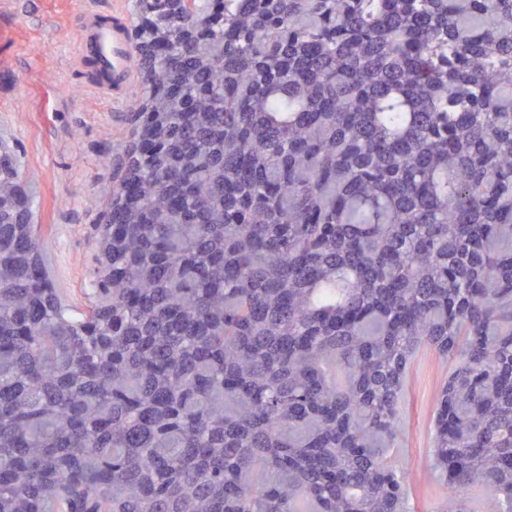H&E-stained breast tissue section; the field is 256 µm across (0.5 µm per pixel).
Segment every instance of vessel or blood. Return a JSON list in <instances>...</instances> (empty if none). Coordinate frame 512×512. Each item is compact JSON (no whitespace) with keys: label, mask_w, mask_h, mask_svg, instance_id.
<instances>
[{"label":"vessel or blood","mask_w":512,"mask_h":512,"mask_svg":"<svg viewBox=\"0 0 512 512\" xmlns=\"http://www.w3.org/2000/svg\"><path fill=\"white\" fill-rule=\"evenodd\" d=\"M76 64L81 71L92 72L90 85L97 93L113 104L125 102L137 76L127 16L86 7L77 29Z\"/></svg>","instance_id":"b4317fda"}]
</instances>
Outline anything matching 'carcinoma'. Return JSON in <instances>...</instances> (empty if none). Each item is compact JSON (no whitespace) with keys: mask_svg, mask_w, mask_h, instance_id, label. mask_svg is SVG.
<instances>
[{"mask_svg":"<svg viewBox=\"0 0 512 512\" xmlns=\"http://www.w3.org/2000/svg\"><path fill=\"white\" fill-rule=\"evenodd\" d=\"M133 9L81 313L0 146V512H406L424 344L435 467L512 512V0ZM457 366V359L441 356L423 345L402 379L398 448H388L387 456L404 474L409 505L415 512H448L455 499L465 500L472 512L501 509L499 500L481 485L449 490L432 465L436 410Z\"/></svg>","mask_w":512,"mask_h":512,"instance_id":"cac0c4a2","label":"carcinoma"}]
</instances>
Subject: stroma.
Here are the masks:
<instances>
[{
    "mask_svg": "<svg viewBox=\"0 0 512 512\" xmlns=\"http://www.w3.org/2000/svg\"><path fill=\"white\" fill-rule=\"evenodd\" d=\"M89 1L107 12L133 8V0H0V143L18 156L46 242V266L76 311L89 304L95 226L112 187L117 148L128 141L130 114L146 98L145 82L137 80L116 109L78 80L74 38ZM457 366L424 345L402 379L398 445L387 455L404 475L413 512H448L455 499L471 512L501 508L482 486L449 490L432 465L436 410Z\"/></svg>",
    "mask_w": 512,
    "mask_h": 512,
    "instance_id": "stroma-1",
    "label": "stroma"
}]
</instances>
